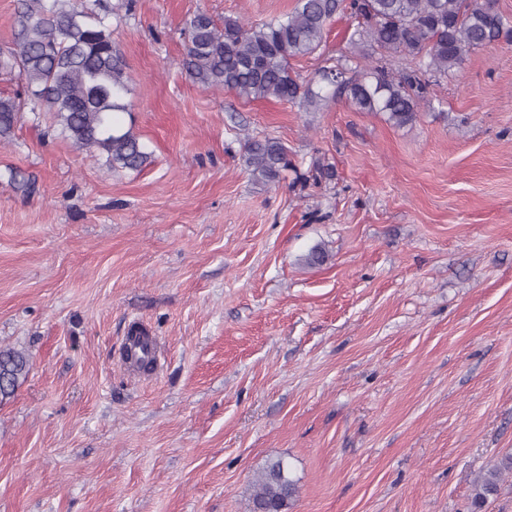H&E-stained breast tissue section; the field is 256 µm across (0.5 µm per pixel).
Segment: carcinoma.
Returning a JSON list of instances; mask_svg holds the SVG:
<instances>
[{"label":"carcinoma","instance_id":"carcinoma-1","mask_svg":"<svg viewBox=\"0 0 512 512\" xmlns=\"http://www.w3.org/2000/svg\"><path fill=\"white\" fill-rule=\"evenodd\" d=\"M341 13L358 21L355 45L376 46L414 66L376 65L348 77L347 67L336 65L321 70L317 83L362 111L386 114L397 127L416 121L432 86L469 52L512 34V19L492 0H296L291 12L276 19L245 23L228 17L221 26L199 8L184 26L185 69L201 86L246 100L312 106L322 100L321 91L299 83L290 60L315 53L327 23ZM111 16L120 14L104 0H18L11 44L0 46V75L17 77L24 95L0 97L1 142L11 140L30 100L36 103L33 122L49 113L58 134L102 159L108 170L140 172L152 163L140 138L117 123L116 114L127 109L130 76L107 23ZM243 162L255 180L267 183L289 166L285 147L272 138L246 140ZM30 370L28 355L0 349V404L15 396ZM505 472L512 473V455L480 474L474 507L498 493ZM296 492L284 461L272 460L253 483L252 512H285Z\"/></svg>","mask_w":512,"mask_h":512}]
</instances>
